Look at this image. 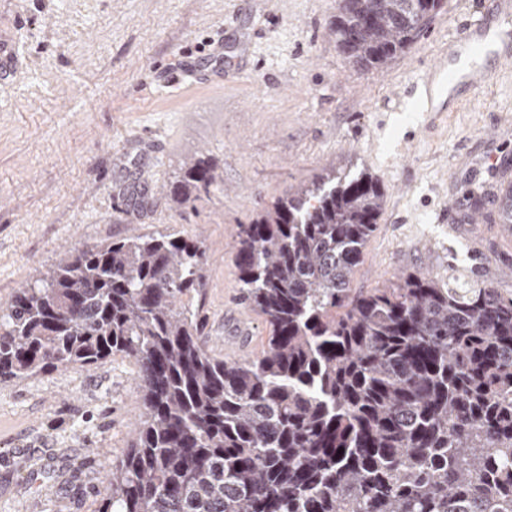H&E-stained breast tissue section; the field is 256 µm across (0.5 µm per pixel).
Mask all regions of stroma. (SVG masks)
I'll use <instances>...</instances> for the list:
<instances>
[{
  "mask_svg": "<svg viewBox=\"0 0 512 512\" xmlns=\"http://www.w3.org/2000/svg\"><path fill=\"white\" fill-rule=\"evenodd\" d=\"M339 0H0L20 24L22 68L0 80V305L70 248L136 232L203 240L200 340L253 358L269 328L239 298L233 239L261 205L322 169L371 173L386 200L351 278L386 288L408 273L512 296V64L450 112L421 85L467 22L498 29L485 0H443L415 42L379 70L348 64L331 27ZM224 55V82L170 88ZM208 156L221 186L170 199ZM487 218L470 221V193ZM137 367L116 355L0 383V512H96L143 408ZM43 475L29 480L31 467Z\"/></svg>",
  "mask_w": 512,
  "mask_h": 512,
  "instance_id": "1",
  "label": "stroma"
}]
</instances>
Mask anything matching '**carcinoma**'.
Segmentation results:
<instances>
[{
	"mask_svg": "<svg viewBox=\"0 0 512 512\" xmlns=\"http://www.w3.org/2000/svg\"><path fill=\"white\" fill-rule=\"evenodd\" d=\"M438 2L345 0L336 41L381 69ZM217 168L190 162L172 199ZM384 199L331 168L239 225L241 295L269 326L255 359L199 340L203 242L68 250L0 306V382L135 361L143 417L98 512H512V297L426 274L350 288Z\"/></svg>",
	"mask_w": 512,
	"mask_h": 512,
	"instance_id": "carcinoma-1",
	"label": "carcinoma"
}]
</instances>
